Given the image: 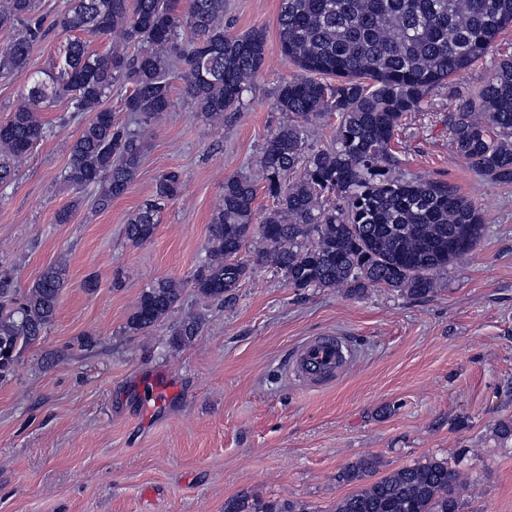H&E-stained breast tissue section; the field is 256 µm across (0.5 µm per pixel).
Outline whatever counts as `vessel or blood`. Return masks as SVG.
I'll return each instance as SVG.
<instances>
[{"label":"vessel or blood","instance_id":"b4317fda","mask_svg":"<svg viewBox=\"0 0 512 512\" xmlns=\"http://www.w3.org/2000/svg\"><path fill=\"white\" fill-rule=\"evenodd\" d=\"M352 353L341 337L324 334L307 339L293 353L291 371L299 381L324 385L336 381L351 365Z\"/></svg>","mask_w":512,"mask_h":512}]
</instances>
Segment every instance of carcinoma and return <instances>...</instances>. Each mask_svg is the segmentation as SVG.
<instances>
[{"label": "carcinoma", "instance_id": "1", "mask_svg": "<svg viewBox=\"0 0 512 512\" xmlns=\"http://www.w3.org/2000/svg\"><path fill=\"white\" fill-rule=\"evenodd\" d=\"M512 24V0H282L277 29L282 52L307 76L284 81L276 106L290 122L271 134L260 167L274 206L253 225L256 186L224 179L209 227L206 256L184 281L161 278L143 289L123 331L141 335L165 320L182 288L224 302L250 275L240 258L272 267L292 288H396L412 298L437 292L439 271L474 251L484 233L480 209L447 182L392 175L391 144L401 120L422 109L430 91L482 59L498 32ZM0 28L17 30L0 50L1 71L28 67L32 45L50 32L121 34L106 52L69 38L54 71L37 78L0 122V188L17 176L49 128L39 112L64 99L69 118L83 120L61 172L75 189H95L94 206L124 195L138 172L139 130L103 106L118 83L132 86L124 109L142 126L174 107L172 79L205 121L224 122L244 108V94L263 67L267 33L224 29V0H68L53 20L36 0H0ZM136 52L128 53L129 47ZM334 78L331 84L325 78ZM448 112L455 155L494 184H512V56L500 59L473 95L457 93ZM336 113L327 147L312 149L300 125ZM185 190L178 171L162 173L153 194L125 224L131 244L155 236L160 214ZM66 283L63 265L48 267L28 290L0 261V382L52 326ZM190 320L175 332L179 349L199 333ZM377 471L373 456L347 466L340 478L360 482ZM469 484L445 460L394 470L341 498L331 512H461ZM224 512H313L243 492Z\"/></svg>", "mask_w": 512, "mask_h": 512}]
</instances>
